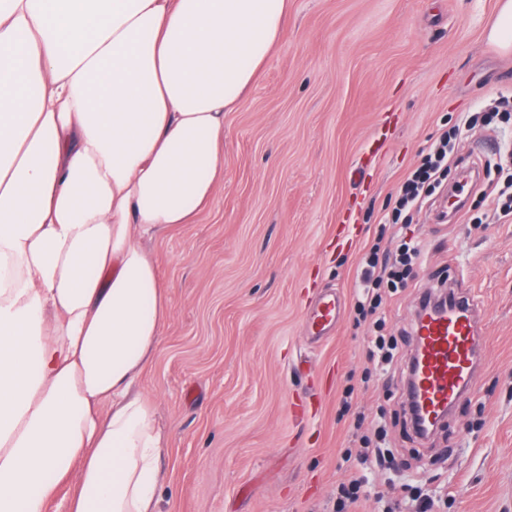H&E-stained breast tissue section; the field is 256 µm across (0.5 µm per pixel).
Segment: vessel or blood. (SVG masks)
I'll list each match as a JSON object with an SVG mask.
<instances>
[{"instance_id":"obj_1","label":"vessel or blood","mask_w":512,"mask_h":512,"mask_svg":"<svg viewBox=\"0 0 512 512\" xmlns=\"http://www.w3.org/2000/svg\"><path fill=\"white\" fill-rule=\"evenodd\" d=\"M341 297L328 296L308 312L312 334L327 335L340 323ZM484 313L473 299L449 293L448 308L431 311L413 325L412 341L418 351L417 388L426 412L451 407L475 389L482 367Z\"/></svg>"}]
</instances>
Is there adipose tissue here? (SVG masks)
Masks as SVG:
<instances>
[{
	"instance_id": "ef3b65f1",
	"label": "adipose tissue",
	"mask_w": 512,
	"mask_h": 512,
	"mask_svg": "<svg viewBox=\"0 0 512 512\" xmlns=\"http://www.w3.org/2000/svg\"><path fill=\"white\" fill-rule=\"evenodd\" d=\"M288 0H0V512H158L132 386L170 307L144 237L224 185Z\"/></svg>"
}]
</instances>
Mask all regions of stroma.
<instances>
[{"label": "stroma", "mask_w": 512, "mask_h": 512, "mask_svg": "<svg viewBox=\"0 0 512 512\" xmlns=\"http://www.w3.org/2000/svg\"><path fill=\"white\" fill-rule=\"evenodd\" d=\"M496 7L288 0L280 42L224 116L222 191L194 223L143 240L170 296L138 381L168 437L159 512H333L359 411L391 422L397 465L445 512H512V223L478 221L483 164L512 122L462 136L470 220H441L429 197L412 224L424 263L378 311L406 354L423 291L456 289L486 313L476 390L433 440L397 426L402 386L374 371L353 308L364 249L397 244L407 173L461 113L512 90V53L485 38ZM333 290L344 318L311 337L306 310Z\"/></svg>", "instance_id": "35a3bbf8"}]
</instances>
